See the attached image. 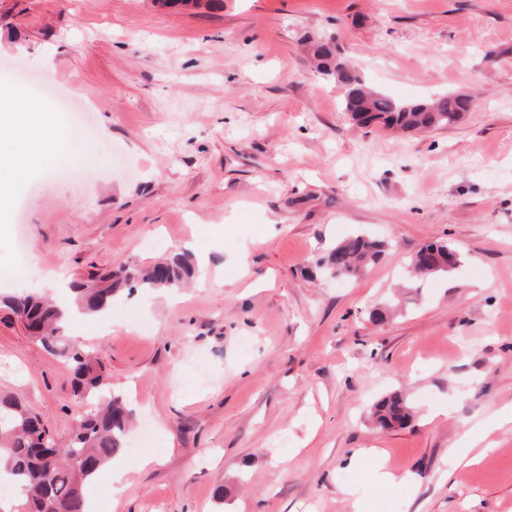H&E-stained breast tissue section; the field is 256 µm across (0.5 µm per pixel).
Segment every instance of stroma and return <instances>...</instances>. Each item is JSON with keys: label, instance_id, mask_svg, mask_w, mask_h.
<instances>
[{"label": "stroma", "instance_id": "obj_1", "mask_svg": "<svg viewBox=\"0 0 512 512\" xmlns=\"http://www.w3.org/2000/svg\"><path fill=\"white\" fill-rule=\"evenodd\" d=\"M308 36L383 93L474 105L447 129L358 128ZM37 83L88 102L111 150L73 144L79 180L39 154L0 198V299L182 253L219 280L79 324L136 414L90 512H512V425L493 427L512 409V0H0V85L66 124ZM359 231L390 243L382 261L306 275ZM439 240L466 262L409 300L410 257ZM0 390L61 441L82 411L1 302ZM392 390L416 418L382 430L371 407ZM488 426L463 465L462 435Z\"/></svg>", "mask_w": 512, "mask_h": 512}]
</instances>
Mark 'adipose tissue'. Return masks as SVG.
Listing matches in <instances>:
<instances>
[{
  "label": "adipose tissue",
  "mask_w": 512,
  "mask_h": 512,
  "mask_svg": "<svg viewBox=\"0 0 512 512\" xmlns=\"http://www.w3.org/2000/svg\"><path fill=\"white\" fill-rule=\"evenodd\" d=\"M53 118L50 113L34 110L29 102L10 89L0 88V134L12 136L20 145L17 153L0 154V171L4 169H27L37 152L57 149V142L43 139L44 130L50 128Z\"/></svg>",
  "instance_id": "ef3b65f1"
}]
</instances>
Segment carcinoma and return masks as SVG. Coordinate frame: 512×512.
Listing matches in <instances>:
<instances>
[{"label":"carcinoma","instance_id":"cac0c4a2","mask_svg":"<svg viewBox=\"0 0 512 512\" xmlns=\"http://www.w3.org/2000/svg\"><path fill=\"white\" fill-rule=\"evenodd\" d=\"M320 74L343 90L342 108L359 127L379 126L399 132L446 129L472 107L463 94L403 100L368 87L352 66L336 61L335 51L320 40L309 41ZM388 253V243L356 235L336 243L317 260L319 272L339 279L359 276ZM465 263L454 246L431 242L415 252L410 287L452 275ZM194 272L189 257L176 256L146 270L122 268L98 276L95 287L72 288L81 312H102L130 285L172 290ZM4 302L26 326L31 338L69 372L73 395L84 404L68 442L59 444L42 420L15 396L0 393V476L18 492L13 512H88L86 488L126 448L133 412L112 388L105 365L65 336L68 310L41 297L18 293ZM375 423L384 429L404 428L413 420L406 397L398 390L372 405Z\"/></svg>","mask_w":512,"mask_h":512}]
</instances>
